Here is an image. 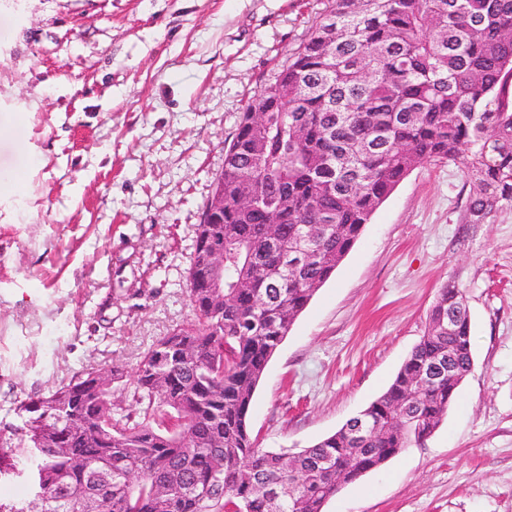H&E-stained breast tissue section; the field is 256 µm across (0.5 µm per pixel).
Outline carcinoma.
Returning a JSON list of instances; mask_svg holds the SVG:
<instances>
[{"mask_svg": "<svg viewBox=\"0 0 512 512\" xmlns=\"http://www.w3.org/2000/svg\"><path fill=\"white\" fill-rule=\"evenodd\" d=\"M224 146V216L195 225L194 318L158 337L127 383L137 419L86 365L20 401L0 477L22 473L40 512H323L345 484L427 440L473 366L464 290L447 281L388 388L298 452L249 429L265 369L364 226L416 167L453 163L474 186L464 224L512 205V0H333ZM224 249L223 295L200 266ZM312 252L282 263L296 246ZM372 431L357 436L358 420Z\"/></svg>", "mask_w": 512, "mask_h": 512, "instance_id": "carcinoma-1", "label": "carcinoma"}]
</instances>
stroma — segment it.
<instances>
[{"label": "stroma", "instance_id": "1", "mask_svg": "<svg viewBox=\"0 0 512 512\" xmlns=\"http://www.w3.org/2000/svg\"><path fill=\"white\" fill-rule=\"evenodd\" d=\"M332 0H0V421L81 366L133 370L192 315L194 228L248 101ZM460 166L415 168L315 293L250 430L295 451L389 385L456 281L474 367L423 445L325 512H512V207L463 227Z\"/></svg>", "mask_w": 512, "mask_h": 512}]
</instances>
